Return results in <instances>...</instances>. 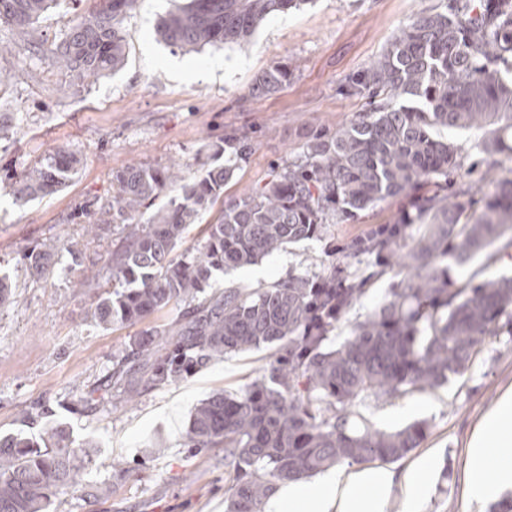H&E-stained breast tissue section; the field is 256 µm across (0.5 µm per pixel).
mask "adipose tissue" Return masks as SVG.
Returning a JSON list of instances; mask_svg holds the SVG:
<instances>
[{
  "label": "adipose tissue",
  "instance_id": "1",
  "mask_svg": "<svg viewBox=\"0 0 512 512\" xmlns=\"http://www.w3.org/2000/svg\"><path fill=\"white\" fill-rule=\"evenodd\" d=\"M512 446V391L505 392L485 414L468 452L471 500L481 501L512 489V458L497 456L500 448ZM495 483H488L487 473ZM427 473L418 465L400 475L384 467L328 469L315 481L282 483L266 505L265 512H388L393 485H400V512H421L419 507Z\"/></svg>",
  "mask_w": 512,
  "mask_h": 512
}]
</instances>
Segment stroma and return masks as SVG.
<instances>
[{
	"mask_svg": "<svg viewBox=\"0 0 512 512\" xmlns=\"http://www.w3.org/2000/svg\"><path fill=\"white\" fill-rule=\"evenodd\" d=\"M179 2L137 0L122 23L124 67L91 84L58 69L48 51L100 0H56L28 42L0 24V72L8 76L0 83V274H9L15 295L0 305V435H37L19 416L44 405L70 429L75 446L89 442L99 451L76 490L49 512H225L223 449L189 453L183 434L198 400L219 391L241 393L273 353L264 346L212 360L133 403L117 391L91 409L80 403V392L98 387L143 331L183 312L169 307L140 323L103 327L88 312L111 290V276L103 274L88 288L71 287L77 267L104 269L119 242L114 223L96 238L85 232L112 203L113 174L133 164L177 163L188 176L201 175L209 145L236 129L251 138L253 153L224 195H242L297 154L311 128L332 131L367 111L366 98L346 94L349 78L409 19L443 4L309 0L271 15L247 42L186 52L155 35ZM273 66L286 73L282 85L269 94L254 92L256 76ZM58 152L79 159L77 172L58 190L17 202L13 182ZM400 206V199H387L357 220L331 225L330 235L361 236L391 222ZM49 237L60 238L63 248L39 278L31 275L26 255ZM325 258V241L307 239L257 268L215 274L209 290L266 286L291 271L312 272ZM398 279L392 272L376 282L337 323L333 343L343 342ZM511 389L512 336L503 333L486 337L473 365L444 386L404 398H369L356 410L381 431L427 421L425 440L393 464L401 471L426 455L437 458L426 478L423 512H487L466 499L468 444L485 413ZM102 489L108 498H97Z\"/></svg>",
	"mask_w": 512,
	"mask_h": 512,
	"instance_id": "stroma-1",
	"label": "stroma"
}]
</instances>
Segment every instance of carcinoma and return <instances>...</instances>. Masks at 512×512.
Instances as JSON below:
<instances>
[{
	"label": "carcinoma",
	"mask_w": 512,
	"mask_h": 512,
	"mask_svg": "<svg viewBox=\"0 0 512 512\" xmlns=\"http://www.w3.org/2000/svg\"><path fill=\"white\" fill-rule=\"evenodd\" d=\"M52 0H0V22L28 35ZM136 0H102L51 50L52 62L96 80L120 68L126 44L121 18ZM306 0H187L160 23L164 42L199 51L246 40L269 16ZM285 73L273 67L254 88L270 93ZM350 94L371 99L370 111L334 133L315 130L293 160L269 179L223 202L203 244L181 258L187 228L224 198V185L253 146L244 133L210 146L215 164L191 179L179 168L132 165L112 177V219L120 245L112 251V293L90 312L98 325L135 324L172 305L192 310L179 321L144 331L113 363L112 382L131 400L178 382L226 354L273 346L271 363L239 395L217 392L190 412L184 446L224 449L227 512H265L280 481L304 480L343 460L399 461L419 447L427 423L381 431L353 420L370 398H402L435 389L467 371L485 337L512 335V277L480 283L453 268L487 253L512 257V176L468 180L441 129H479L487 173L496 155L512 158V0H446L445 10L420 14L390 47L351 78ZM228 156L219 164L222 156ZM69 155L28 170L17 198L66 184ZM421 182L436 185L417 194ZM175 187L179 199L142 220L144 209ZM406 205L393 220L338 247L309 274L288 273L265 287L230 286L206 293L213 272L254 265L290 244L327 239L330 225L353 219L390 197ZM60 247L45 241L27 254L41 273ZM364 261H336V253ZM405 274L381 304L334 347L336 323L395 266ZM41 407L21 422L42 424L38 436L0 437V512H48L77 484L96 450L75 448Z\"/></svg>",
	"instance_id": "obj_1"
}]
</instances>
